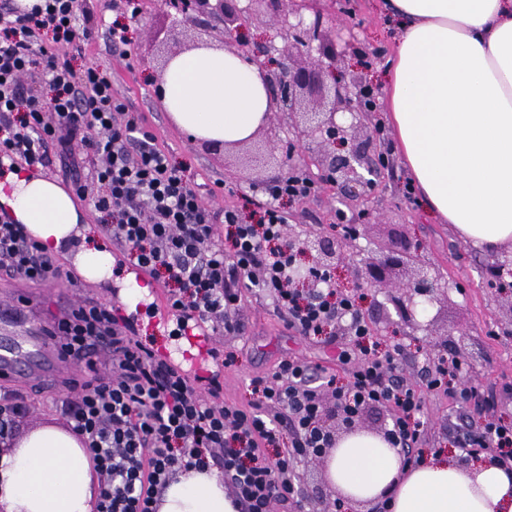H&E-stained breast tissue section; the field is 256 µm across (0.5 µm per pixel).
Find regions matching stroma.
Here are the masks:
<instances>
[{"label":"stroma","instance_id":"obj_1","mask_svg":"<svg viewBox=\"0 0 512 512\" xmlns=\"http://www.w3.org/2000/svg\"><path fill=\"white\" fill-rule=\"evenodd\" d=\"M324 14L347 21L358 43L368 50L384 54L370 75L374 84H383V75L391 65L397 48V29L384 7V0H323ZM95 17L107 22L121 20L128 27L126 55L113 53L105 26L99 27L82 58L83 63L111 70L117 96L123 97L139 113L156 137L159 148L168 152L183 167L186 177L197 185L206 203L215 209L227 206L250 212L261 197L252 190L251 181L240 173L249 146L224 149L200 140H190L178 128L160 104L157 94L162 78L161 59L170 52H182L191 44V36L172 28V18L162 0L140 13L126 12L121 0H89ZM390 171L370 196L368 211L351 216V223L363 226L359 237L350 239L348 265L337 270L336 280H344L352 268L364 266L379 245L401 236L419 244L440 276L448 296L435 304L431 314V332L395 325L393 330L377 331L387 345H399L402 356L400 372L408 380L421 378L423 368L445 356L457 360L461 378L470 392L460 403L444 393H424L423 411L428 419L423 448H450L455 435L448 421L459 418L470 429H479L485 419L512 420V288L491 287L486 266L493 255L465 243L451 224H445L422 203L419 195L405 196L410 177L398 153L389 156ZM341 208L336 192L318 189L315 196L286 207L289 233L302 239L312 231L329 236L341 235L336 213ZM120 275L90 284L71 287L67 280L43 284V318L53 324L58 308L65 303L92 298L112 306L120 305L116 285ZM236 318L238 331L217 335L216 343L226 356L224 363V398L241 406L252 400L249 382L253 376L272 371L285 357L295 356L311 365L336 370V347L326 338H307L289 330L283 313L271 300L258 293L244 292ZM30 412L17 419L15 430L23 432L36 425L64 424L61 405L67 393L59 388H28Z\"/></svg>","mask_w":512,"mask_h":512}]
</instances>
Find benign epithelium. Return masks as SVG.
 I'll list each match as a JSON object with an SVG mask.
<instances>
[{"label":"benign epithelium","mask_w":512,"mask_h":512,"mask_svg":"<svg viewBox=\"0 0 512 512\" xmlns=\"http://www.w3.org/2000/svg\"><path fill=\"white\" fill-rule=\"evenodd\" d=\"M317 0H163L172 12L175 24L185 31L210 32L222 46L234 49L245 59L259 63L263 78L276 101L269 116L288 119V140L272 129L265 147L281 154L278 174L272 182L296 177L295 159L307 158L316 166L322 182L336 189L341 202L360 206L384 178L386 166L380 145L371 128L374 106H365L366 98H376L375 85L362 78L348 81L338 62L352 48L357 66L368 73L372 58L358 45L344 39L348 26L325 19L314 7ZM276 20L280 34L288 36V45L280 47L275 38L253 45L242 32L260 13ZM307 261L293 274L298 283L310 284L314 274L333 271L346 263L340 239L314 232L298 242ZM413 269L411 279L402 287L396 313L403 321L412 322L427 331L431 322L420 317L436 300L442 285L428 276L417 247L405 239L392 240L381 248L366 271H353L354 287L366 281L373 288L382 287L392 270Z\"/></svg>","instance_id":"1"}]
</instances>
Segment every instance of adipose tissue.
Returning a JSON list of instances; mask_svg holds the SVG:
<instances>
[{"instance_id": "1", "label": "adipose tissue", "mask_w": 512, "mask_h": 512, "mask_svg": "<svg viewBox=\"0 0 512 512\" xmlns=\"http://www.w3.org/2000/svg\"><path fill=\"white\" fill-rule=\"evenodd\" d=\"M400 20L388 71L396 147L428 207L465 242L512 243V0H388ZM165 112L194 138H249L274 102L256 66L227 48L199 47L169 63ZM0 205L59 245L86 221L68 192L31 172L0 185ZM399 449L358 432L341 439L327 476L352 503L390 512H512V472L455 450L403 468ZM100 475L82 441L45 424L0 449V512H96ZM157 512H237L215 470L177 474Z\"/></svg>"}]
</instances>
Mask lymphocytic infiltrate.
<instances>
[{
	"label": "lymphocytic infiltrate",
	"instance_id": "1",
	"mask_svg": "<svg viewBox=\"0 0 512 512\" xmlns=\"http://www.w3.org/2000/svg\"><path fill=\"white\" fill-rule=\"evenodd\" d=\"M86 0H44L19 12L0 0V175L45 167L81 147L92 159L76 195L103 213L104 227L127 263L162 288L174 335L237 330L230 318L242 288H255L287 324L306 337L349 328L337 346L344 377L325 373L311 383L304 360L282 358L274 371L252 377L253 401L226 402L220 372L202 377L173 355L159 354L137 336L117 308L83 300L51 333L65 360L91 368L88 379L65 385L75 397L64 409L70 429L102 477L97 512H156L157 488L178 469L218 468L239 512H274L298 501L296 469L332 447L325 395L346 420L370 405L392 410L389 433L402 463L418 466L425 451L421 398L403 380L395 352L380 350L354 298L335 294L330 273L313 288L296 287L297 249L284 236L283 200H304L313 181L296 177L261 189L252 219L237 209L208 207L184 170L157 147L138 113L116 97L111 71L75 68L94 32ZM38 73L43 92L25 90ZM30 283L64 276L25 225L0 218V272ZM457 448L490 455L512 469V424L491 418L463 432Z\"/></svg>",
	"mask_w": 512,
	"mask_h": 512
}]
</instances>
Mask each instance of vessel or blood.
Masks as SVG:
<instances>
[{
    "label": "vessel or blood",
    "mask_w": 512,
    "mask_h": 512,
    "mask_svg": "<svg viewBox=\"0 0 512 512\" xmlns=\"http://www.w3.org/2000/svg\"><path fill=\"white\" fill-rule=\"evenodd\" d=\"M0 332L12 335L0 347V380L27 388L53 384L69 373L68 364L24 297L0 311Z\"/></svg>",
    "instance_id": "obj_1"
}]
</instances>
